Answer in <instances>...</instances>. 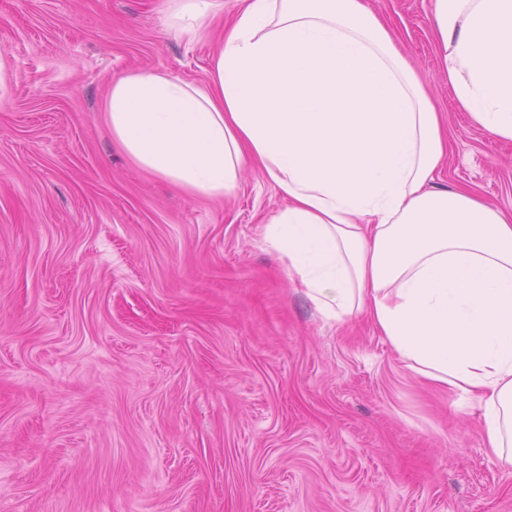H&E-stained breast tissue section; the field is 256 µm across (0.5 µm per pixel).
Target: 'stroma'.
<instances>
[{
  "mask_svg": "<svg viewBox=\"0 0 512 512\" xmlns=\"http://www.w3.org/2000/svg\"><path fill=\"white\" fill-rule=\"evenodd\" d=\"M448 140L432 188L512 213V142L456 104L433 0H368ZM160 0H0V512H512L480 409L366 315L324 319L245 167L192 196L112 139L107 84L206 83L222 31ZM167 31L202 32L210 19L224 13V0H160Z\"/></svg>",
  "mask_w": 512,
  "mask_h": 512,
  "instance_id": "1",
  "label": "stroma"
}]
</instances>
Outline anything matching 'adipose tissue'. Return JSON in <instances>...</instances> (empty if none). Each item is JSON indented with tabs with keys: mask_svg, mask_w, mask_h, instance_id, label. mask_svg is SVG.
Returning <instances> with one entry per match:
<instances>
[{
	"mask_svg": "<svg viewBox=\"0 0 512 512\" xmlns=\"http://www.w3.org/2000/svg\"><path fill=\"white\" fill-rule=\"evenodd\" d=\"M206 85L135 71L102 112L143 170L190 194L255 164L287 205L260 233L316 309L366 313L417 375L477 400L512 466V216L428 184L447 149L422 83L366 0H241ZM224 0H161L202 32ZM458 106L512 141V0H433Z\"/></svg>",
	"mask_w": 512,
	"mask_h": 512,
	"instance_id": "ef3b65f1",
	"label": "adipose tissue"
}]
</instances>
